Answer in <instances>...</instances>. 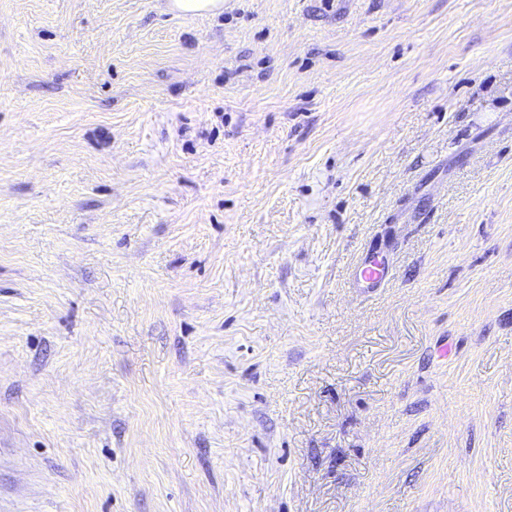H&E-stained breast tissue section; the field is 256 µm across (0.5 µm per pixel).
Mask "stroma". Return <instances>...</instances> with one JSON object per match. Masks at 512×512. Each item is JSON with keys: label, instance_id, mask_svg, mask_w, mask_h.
I'll list each match as a JSON object with an SVG mask.
<instances>
[{"label": "stroma", "instance_id": "1", "mask_svg": "<svg viewBox=\"0 0 512 512\" xmlns=\"http://www.w3.org/2000/svg\"><path fill=\"white\" fill-rule=\"evenodd\" d=\"M0 512H512V0H0ZM171 6L183 13H217L224 7L223 0H173ZM389 278V267L377 253L367 255L354 270L359 288H380Z\"/></svg>", "mask_w": 512, "mask_h": 512}]
</instances>
